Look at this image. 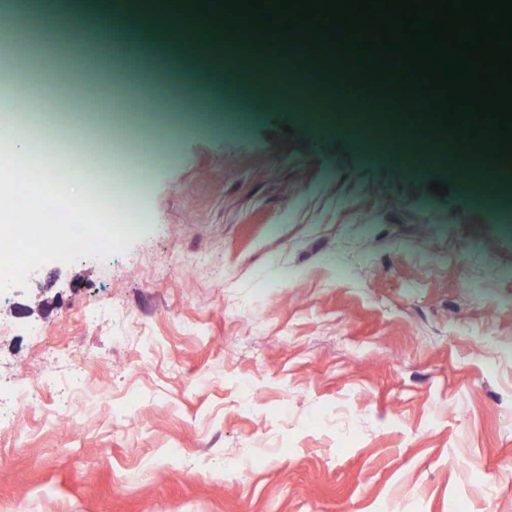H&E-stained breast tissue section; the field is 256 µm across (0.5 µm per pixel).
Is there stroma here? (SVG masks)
<instances>
[{"label": "stroma", "instance_id": "stroma-1", "mask_svg": "<svg viewBox=\"0 0 512 512\" xmlns=\"http://www.w3.org/2000/svg\"><path fill=\"white\" fill-rule=\"evenodd\" d=\"M92 9L141 48L109 0L67 25ZM152 53L195 86L188 134L115 121L98 65L47 134L60 193L106 137L158 155L139 222L105 240L88 185L91 246L0 264V412L32 403L0 512H512V191L393 154L352 100L271 103L179 34Z\"/></svg>", "mask_w": 512, "mask_h": 512}]
</instances>
